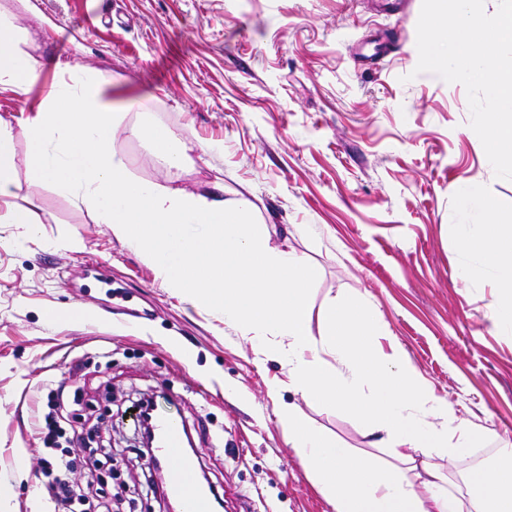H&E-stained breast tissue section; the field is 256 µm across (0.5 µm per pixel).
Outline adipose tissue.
<instances>
[{
  "mask_svg": "<svg viewBox=\"0 0 512 512\" xmlns=\"http://www.w3.org/2000/svg\"><path fill=\"white\" fill-rule=\"evenodd\" d=\"M27 41L18 17L1 10L0 87L23 94L37 81L39 63ZM117 83L101 72L74 73L40 101L26 126L30 180L85 206L166 287L221 313L225 325L249 337L255 355L279 359L288 381H272L270 396L285 385L301 403L367 422L375 447L388 449L395 465L345 448L308 420L301 403L276 407L290 447L334 512H512V444L502 443L500 461L471 471L464 488L446 479L438 459L496 440V433L457 418L402 348L382 349L387 330L372 306L329 296L313 306L308 288L320 267L273 245L248 197L226 198L220 183L181 187V176L205 162L208 149L193 153L169 128L130 119L135 100L117 107L106 97ZM120 132L150 133L164 182L130 172L115 145ZM20 189L13 128L0 119V223L33 239L38 221L33 208L18 204ZM462 204L478 213L481 227L480 235L463 236V249L479 250L512 293V224L487 199L466 192Z\"/></svg>",
  "mask_w": 512,
  "mask_h": 512,
  "instance_id": "obj_1",
  "label": "adipose tissue"
}]
</instances>
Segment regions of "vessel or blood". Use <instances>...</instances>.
Here are the masks:
<instances>
[{
    "label": "vessel or blood",
    "instance_id": "b4317fda",
    "mask_svg": "<svg viewBox=\"0 0 512 512\" xmlns=\"http://www.w3.org/2000/svg\"><path fill=\"white\" fill-rule=\"evenodd\" d=\"M154 426L158 435L154 456L167 469L168 494L178 512H212V496L196 479L197 459L182 448L183 425L173 417L158 414Z\"/></svg>",
    "mask_w": 512,
    "mask_h": 512
}]
</instances>
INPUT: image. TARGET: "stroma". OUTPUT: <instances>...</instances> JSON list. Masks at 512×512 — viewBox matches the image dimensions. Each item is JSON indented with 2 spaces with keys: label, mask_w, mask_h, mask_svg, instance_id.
Here are the masks:
<instances>
[{
  "label": "stroma",
  "mask_w": 512,
  "mask_h": 512,
  "mask_svg": "<svg viewBox=\"0 0 512 512\" xmlns=\"http://www.w3.org/2000/svg\"><path fill=\"white\" fill-rule=\"evenodd\" d=\"M421 4L402 0L392 14L378 0H0L40 63L28 93L0 88V118L14 131L19 197L35 200L41 221L35 241L0 223V512L52 510L36 425L60 383L63 426L98 451L70 481L112 512H168L127 413L145 397L183 422L222 512H334L267 394L283 365L176 297L88 210L29 182L26 122L75 66L120 75L112 97L212 147L183 187L253 191L272 242L321 267L314 304L358 295L458 418L512 442V335L499 330L501 290L482 255L460 247L469 226L458 199L477 183L512 218V181L495 177L465 87L415 74ZM375 34L394 49L360 66ZM291 224L317 233L286 236ZM69 235L78 248H59ZM305 412L386 461L358 419Z\"/></svg>",
  "instance_id": "35a3bbf8"
}]
</instances>
